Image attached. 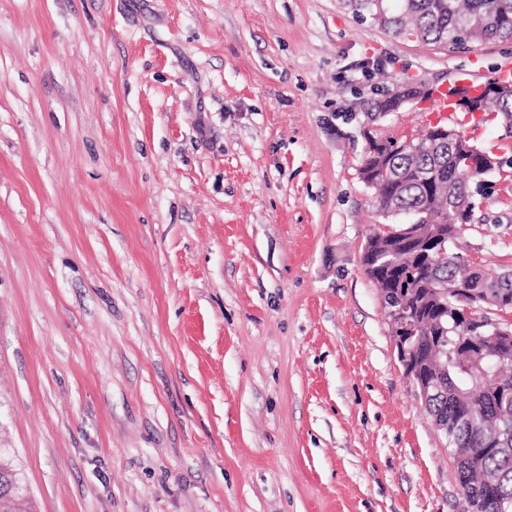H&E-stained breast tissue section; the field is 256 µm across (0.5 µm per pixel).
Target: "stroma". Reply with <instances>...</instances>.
Returning a JSON list of instances; mask_svg holds the SVG:
<instances>
[{"mask_svg": "<svg viewBox=\"0 0 512 512\" xmlns=\"http://www.w3.org/2000/svg\"><path fill=\"white\" fill-rule=\"evenodd\" d=\"M506 59L343 0H0V448L34 512H461L361 264L398 220L360 102ZM451 124L512 160L500 120ZM487 181L461 252L512 271Z\"/></svg>", "mask_w": 512, "mask_h": 512, "instance_id": "35a3bbf8", "label": "stroma"}]
</instances>
